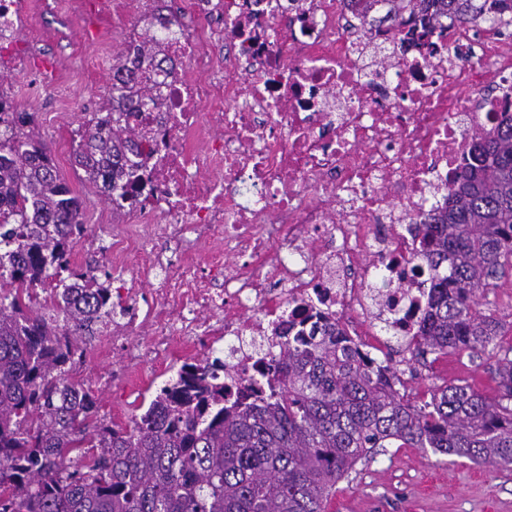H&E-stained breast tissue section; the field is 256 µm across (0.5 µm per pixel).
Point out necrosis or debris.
Wrapping results in <instances>:
<instances>
[{
	"instance_id": "obj_1",
	"label": "necrosis or debris",
	"mask_w": 512,
	"mask_h": 512,
	"mask_svg": "<svg viewBox=\"0 0 512 512\" xmlns=\"http://www.w3.org/2000/svg\"><path fill=\"white\" fill-rule=\"evenodd\" d=\"M34 0H0V70L16 59ZM385 0H183L157 38V103L130 123L160 145L109 241L113 376L184 365L221 347L228 399L245 393L288 325L322 314L411 342L428 272L413 225L444 202L476 133L512 112V39L482 14L431 27ZM204 14L217 27L186 30ZM218 43L221 56L208 47ZM248 82H240V74ZM152 329L131 336L141 298Z\"/></svg>"
}]
</instances>
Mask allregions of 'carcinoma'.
<instances>
[{
	"label": "carcinoma",
	"instance_id": "cac0c4a2",
	"mask_svg": "<svg viewBox=\"0 0 512 512\" xmlns=\"http://www.w3.org/2000/svg\"><path fill=\"white\" fill-rule=\"evenodd\" d=\"M409 2L429 19L467 24L483 0ZM154 44L112 64L105 112L140 111L141 65ZM0 512H324L336 483L394 442L475 464L512 465V347L493 394L469 385L411 400L387 366L364 358L321 316L300 327L270 367L228 402L219 357L178 371L122 427L100 414L73 377L97 323L112 313L96 268L72 263L85 237L82 202L42 139L36 113L0 111ZM75 164L115 206L141 178L153 140L93 115L79 128ZM415 260L431 271L412 357L495 352L504 326L489 292L512 268V117L480 135L448 188V202L415 225ZM62 285L46 304L31 291Z\"/></svg>",
	"mask_w": 512,
	"mask_h": 512
}]
</instances>
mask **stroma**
Segmentation results:
<instances>
[{
  "instance_id": "stroma-1",
  "label": "stroma",
  "mask_w": 512,
  "mask_h": 512,
  "mask_svg": "<svg viewBox=\"0 0 512 512\" xmlns=\"http://www.w3.org/2000/svg\"><path fill=\"white\" fill-rule=\"evenodd\" d=\"M140 10L141 0H112L111 14H74L61 8L59 0H48L47 7L24 15L21 38L28 41L29 53L0 79L1 90L37 113L39 132L61 174L83 200L90 225L97 223L100 213L111 212L110 204L76 169L62 129L79 127L106 100L112 89V60L124 52V33ZM38 59L47 60L55 77L71 84L70 102L39 90L33 72ZM107 347L106 337L95 336L86 353L94 374L86 383L99 396L107 419L124 426L139 411V380L129 377L111 382L112 366L101 360ZM386 349L409 397L435 386L468 383L487 391L494 385L496 355L460 351L439 356L432 363L408 362L401 360L399 343L393 337ZM335 497L347 502V512H376L374 504L381 500L387 503L384 512H512V469L392 445L339 481Z\"/></svg>"
}]
</instances>
